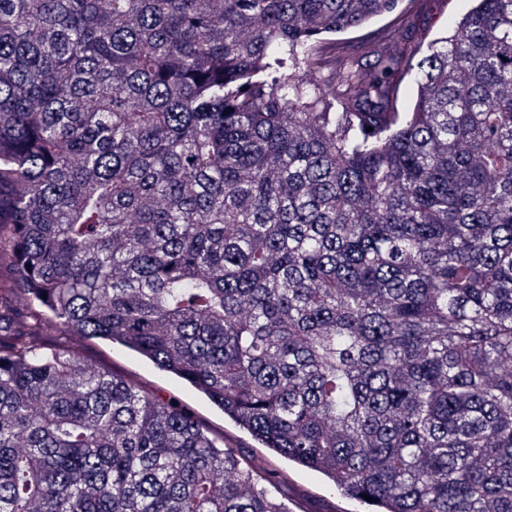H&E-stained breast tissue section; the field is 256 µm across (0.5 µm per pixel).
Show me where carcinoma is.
Masks as SVG:
<instances>
[{"label":"carcinoma","instance_id":"carcinoma-1","mask_svg":"<svg viewBox=\"0 0 512 512\" xmlns=\"http://www.w3.org/2000/svg\"><path fill=\"white\" fill-rule=\"evenodd\" d=\"M399 2L0 0V512H290L44 320L369 512H512V0L295 75Z\"/></svg>","mask_w":512,"mask_h":512}]
</instances>
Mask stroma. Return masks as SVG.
Wrapping results in <instances>:
<instances>
[{
  "mask_svg": "<svg viewBox=\"0 0 512 512\" xmlns=\"http://www.w3.org/2000/svg\"><path fill=\"white\" fill-rule=\"evenodd\" d=\"M471 6L472 0H400L394 13L327 41L317 64L302 70L301 77L307 84L318 83L335 73L341 60L349 55L359 57L367 65L374 63L378 53L404 34L421 47H428L433 41L446 36ZM41 339L51 345L77 350L85 363L120 374L138 389L161 401L178 404L194 414L210 435H230L236 454L265 476H272L276 469L286 467V460L272 459L248 434L235 430L230 422L225 421L223 412L187 383L161 373L150 361L137 354L116 344L63 335L52 323L44 325ZM279 498L288 505L302 502L305 512L356 510L355 504L327 486L319 473L302 468L293 470L288 484L280 488Z\"/></svg>",
  "mask_w": 512,
  "mask_h": 512,
  "instance_id": "1",
  "label": "stroma"
}]
</instances>
